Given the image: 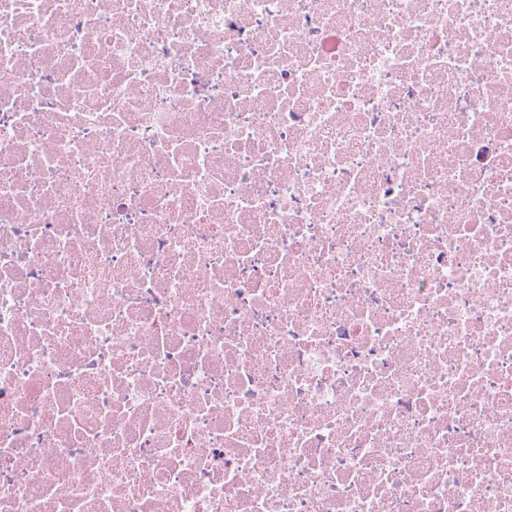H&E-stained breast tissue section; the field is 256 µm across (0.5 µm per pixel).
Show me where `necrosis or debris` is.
I'll return each mask as SVG.
<instances>
[{
  "mask_svg": "<svg viewBox=\"0 0 512 512\" xmlns=\"http://www.w3.org/2000/svg\"><path fill=\"white\" fill-rule=\"evenodd\" d=\"M0 512H512V0H0Z\"/></svg>",
  "mask_w": 512,
  "mask_h": 512,
  "instance_id": "1",
  "label": "necrosis or debris"
}]
</instances>
